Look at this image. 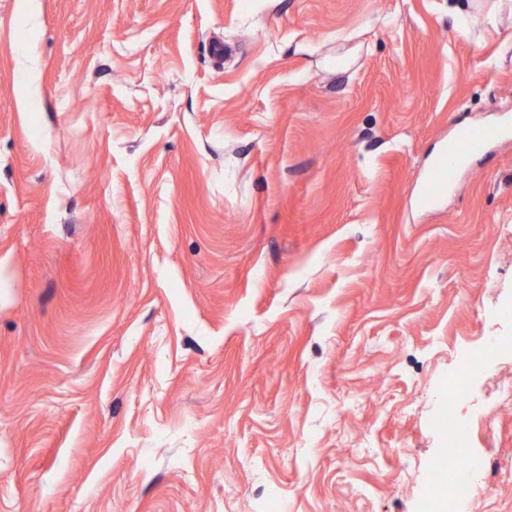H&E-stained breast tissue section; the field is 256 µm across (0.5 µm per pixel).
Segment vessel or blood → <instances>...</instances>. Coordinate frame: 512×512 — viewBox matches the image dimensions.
<instances>
[{"label":"vessel or blood","instance_id":"b4317fda","mask_svg":"<svg viewBox=\"0 0 512 512\" xmlns=\"http://www.w3.org/2000/svg\"><path fill=\"white\" fill-rule=\"evenodd\" d=\"M505 134V129L500 126H468L458 130L456 135L449 139L423 185L420 195L421 206H431L447 194L454 182L459 162L485 145L503 138Z\"/></svg>","mask_w":512,"mask_h":512}]
</instances>
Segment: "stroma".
<instances>
[{
	"label": "stroma",
	"instance_id": "stroma-1",
	"mask_svg": "<svg viewBox=\"0 0 512 512\" xmlns=\"http://www.w3.org/2000/svg\"><path fill=\"white\" fill-rule=\"evenodd\" d=\"M485 124L512 0H0V512H427L512 340V135L418 203ZM506 135L507 131L500 126H468L458 130L456 135L448 140L439 160L425 180L419 198L421 206L430 207L447 194L454 182L459 162L476 150ZM499 353V344L493 336H490L481 349L472 356L459 362L450 374V380L455 386L463 388L459 394L452 392V400L448 403V421L440 427L444 440L448 443V448H457L459 454L465 452V448H459L461 440L470 439V431L465 426V421L460 418L463 407L468 402V394L473 380L482 374L487 364L497 359Z\"/></svg>",
	"mask_w": 512,
	"mask_h": 512
}]
</instances>
